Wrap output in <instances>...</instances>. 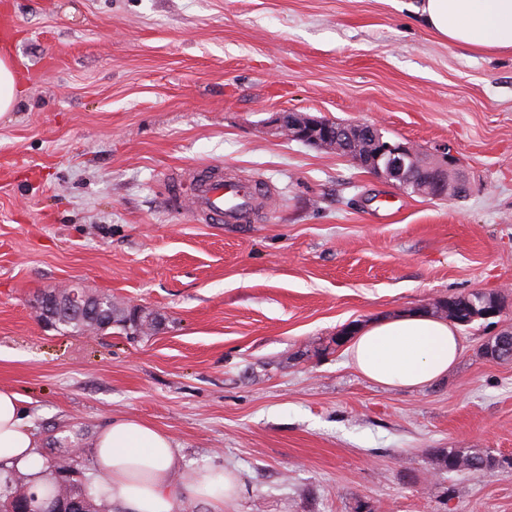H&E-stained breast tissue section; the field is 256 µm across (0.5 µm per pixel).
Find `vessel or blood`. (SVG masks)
I'll use <instances>...</instances> for the list:
<instances>
[{
    "mask_svg": "<svg viewBox=\"0 0 512 512\" xmlns=\"http://www.w3.org/2000/svg\"><path fill=\"white\" fill-rule=\"evenodd\" d=\"M170 197L208 224H243L266 200L259 183L225 178L222 168L200 165L170 180Z\"/></svg>",
    "mask_w": 512,
    "mask_h": 512,
    "instance_id": "b4317fda",
    "label": "vessel or blood"
}]
</instances>
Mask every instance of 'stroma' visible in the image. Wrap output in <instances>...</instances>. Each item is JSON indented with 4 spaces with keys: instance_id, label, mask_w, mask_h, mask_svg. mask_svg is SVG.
I'll list each match as a JSON object with an SVG mask.
<instances>
[{
    "instance_id": "stroma-1",
    "label": "stroma",
    "mask_w": 512,
    "mask_h": 512,
    "mask_svg": "<svg viewBox=\"0 0 512 512\" xmlns=\"http://www.w3.org/2000/svg\"><path fill=\"white\" fill-rule=\"evenodd\" d=\"M409 0H10L22 80L0 118V387L41 443L90 464L117 414L168 432L184 473L234 469L230 512H512V468L438 472L439 448L512 456L501 316L459 327L448 374L361 377L350 324L512 287V56L451 46ZM377 121L449 150L466 198L398 190L276 136V113ZM269 187L247 224L172 208L194 165ZM80 284L162 317L147 336L45 329Z\"/></svg>"
}]
</instances>
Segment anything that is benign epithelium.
<instances>
[{"label":"benign epithelium","mask_w":512,"mask_h":512,"mask_svg":"<svg viewBox=\"0 0 512 512\" xmlns=\"http://www.w3.org/2000/svg\"><path fill=\"white\" fill-rule=\"evenodd\" d=\"M274 133L278 136L303 142L316 149L331 151L345 158L352 165L384 179L403 191L439 200L448 194V170L455 167L451 154L431 158L409 141H390L379 126L370 120L358 119L333 123L310 117L300 112H282L274 118ZM65 309L76 318L86 321H104L107 311L101 301L73 286L63 295L46 294L40 297L36 314L49 330L57 329V311ZM476 306L457 312L442 311L443 315H467L461 324L467 325L481 317L485 320L499 316L496 307L482 308V314L474 313Z\"/></svg>","instance_id":"obj_1"}]
</instances>
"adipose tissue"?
<instances>
[{
    "mask_svg": "<svg viewBox=\"0 0 512 512\" xmlns=\"http://www.w3.org/2000/svg\"><path fill=\"white\" fill-rule=\"evenodd\" d=\"M413 11L448 44L512 55V0H418ZM461 352L455 325L421 311L360 326L346 347L360 375L400 389L443 377ZM39 444L23 397L0 388V468L27 474L41 496L49 484ZM92 462L112 512H183L189 500L209 512H227L243 494L236 472L225 468L175 482L182 459L172 436L129 415L114 416L99 429Z\"/></svg>",
    "mask_w": 512,
    "mask_h": 512,
    "instance_id": "adipose-tissue-1",
    "label": "adipose tissue"
}]
</instances>
